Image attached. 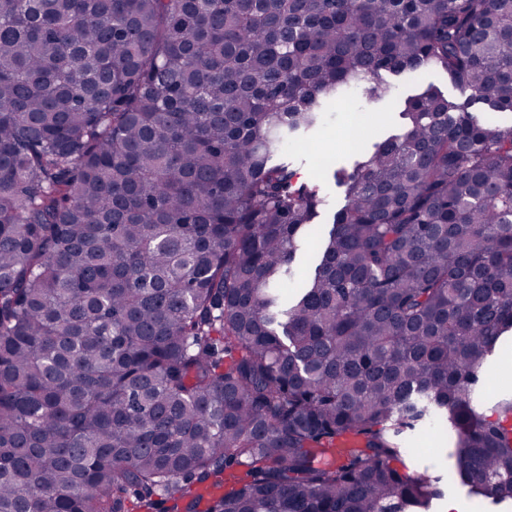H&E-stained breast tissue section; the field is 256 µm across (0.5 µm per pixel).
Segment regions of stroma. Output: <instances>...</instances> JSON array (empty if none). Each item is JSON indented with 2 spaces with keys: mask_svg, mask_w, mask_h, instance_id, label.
<instances>
[{
  "mask_svg": "<svg viewBox=\"0 0 512 512\" xmlns=\"http://www.w3.org/2000/svg\"><path fill=\"white\" fill-rule=\"evenodd\" d=\"M391 83L390 93L366 110L359 111L348 104H339L330 125L314 135L294 138L290 143L289 159L302 178L321 183L329 196V206L320 218L321 223H331L334 211L343 204V191L335 186L333 171L352 163L372 142L399 129L401 98L416 93L429 83L446 94L455 92L447 74L429 65L394 77ZM449 440L448 433L441 431H426L411 436L414 452L405 458L407 467L419 472L435 468L438 451L448 447Z\"/></svg>",
  "mask_w": 512,
  "mask_h": 512,
  "instance_id": "1",
  "label": "stroma"
}]
</instances>
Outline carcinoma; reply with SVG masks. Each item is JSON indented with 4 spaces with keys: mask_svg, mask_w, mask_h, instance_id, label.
<instances>
[{
    "mask_svg": "<svg viewBox=\"0 0 512 512\" xmlns=\"http://www.w3.org/2000/svg\"><path fill=\"white\" fill-rule=\"evenodd\" d=\"M423 65L323 188L286 159ZM512 0H0V512H430L402 438L512 502ZM504 336H509L505 343H501V346L506 347V351L501 358V361L497 368L492 371L484 385V395L488 399H496L501 393L504 391L511 390L512 393V364H511V376L506 372L507 363V355L510 356L512 353V331L505 334ZM506 362V363H505ZM450 436L448 432L426 431L417 433L404 441L411 443L416 448L412 455L405 457V463L410 470L426 473L436 468V456L439 448H448Z\"/></svg>",
    "mask_w": 512,
    "mask_h": 512,
    "instance_id": "1",
    "label": "carcinoma"
}]
</instances>
